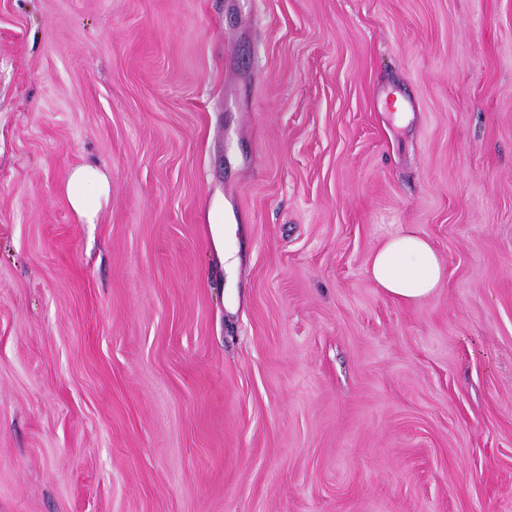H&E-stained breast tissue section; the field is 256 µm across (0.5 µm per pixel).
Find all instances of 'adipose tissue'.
<instances>
[{"instance_id": "adipose-tissue-1", "label": "adipose tissue", "mask_w": 512, "mask_h": 512, "mask_svg": "<svg viewBox=\"0 0 512 512\" xmlns=\"http://www.w3.org/2000/svg\"><path fill=\"white\" fill-rule=\"evenodd\" d=\"M72 211L84 222L94 223L103 204L109 202L112 185L99 167L73 169L63 186ZM369 277L377 288L402 303H413L431 295L442 283L444 265L424 237L411 231L390 236L370 255Z\"/></svg>"}]
</instances>
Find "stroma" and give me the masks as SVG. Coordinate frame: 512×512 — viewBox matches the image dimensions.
I'll list each match as a JSON object with an SVG mask.
<instances>
[{
    "instance_id": "obj_1",
    "label": "stroma",
    "mask_w": 512,
    "mask_h": 512,
    "mask_svg": "<svg viewBox=\"0 0 512 512\" xmlns=\"http://www.w3.org/2000/svg\"><path fill=\"white\" fill-rule=\"evenodd\" d=\"M0 512H512V0H0ZM63 195L72 211L86 224H93L103 204H108L112 185L98 166H79L70 173ZM368 273L374 285L391 298L413 303L438 288L445 270L427 239L405 231L390 236L371 253Z\"/></svg>"
}]
</instances>
